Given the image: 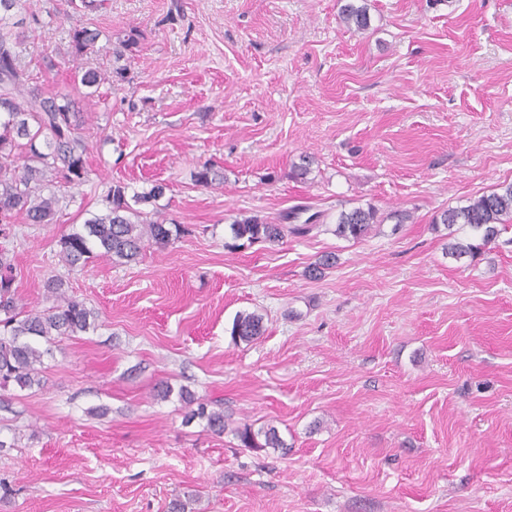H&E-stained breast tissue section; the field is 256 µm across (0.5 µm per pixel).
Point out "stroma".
<instances>
[{"mask_svg": "<svg viewBox=\"0 0 512 512\" xmlns=\"http://www.w3.org/2000/svg\"><path fill=\"white\" fill-rule=\"evenodd\" d=\"M345 2L15 9L23 63L71 92L91 151L75 202L17 221L0 252L27 307H50L58 277L99 317L53 344L41 383L0 390V512H512V226L457 259L471 228L433 224L512 182V0H368L361 32ZM76 24L98 39L75 64ZM132 30L127 81L83 99L76 68L111 69ZM206 162L223 183H196ZM119 181L165 183L159 216L189 235L70 269L61 237ZM297 205L323 228L228 249L235 219L280 224ZM358 206L377 211L369 234L334 235ZM241 312L261 316L258 339L233 338ZM183 387L228 431L185 423ZM246 423L285 449L242 447ZM341 9V20L347 28H353L357 31H364L369 26V16L365 4L356 5L354 1L364 0H347Z\"/></svg>", "mask_w": 512, "mask_h": 512, "instance_id": "35a3bbf8", "label": "stroma"}]
</instances>
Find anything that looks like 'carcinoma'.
I'll return each instance as SVG.
<instances>
[{
  "instance_id": "carcinoma-1",
  "label": "carcinoma",
  "mask_w": 512,
  "mask_h": 512,
  "mask_svg": "<svg viewBox=\"0 0 512 512\" xmlns=\"http://www.w3.org/2000/svg\"><path fill=\"white\" fill-rule=\"evenodd\" d=\"M19 0H0V234L23 216L27 224H49L57 212L60 198L45 193L54 184L76 189L87 181L88 144L80 132L75 100L61 91H50L33 78L22 63L17 47L23 32L14 30L12 10ZM341 20L348 28L364 31L369 26L367 7L348 0L341 9ZM98 33L76 25L71 29L68 55L76 62L93 51ZM127 68L116 67L111 73L88 69L80 84L92 89L106 82L126 79ZM166 185L158 182L147 192L127 196L128 185L117 182L107 194L105 212L85 220L82 230L72 231L60 240L61 257L75 267L99 255L131 262L149 242L164 246L187 233L179 224L153 219L140 209L161 197ZM321 214L314 212L302 224H269L257 216L239 219L232 224L234 238L249 244H275L286 235L304 237L320 227ZM512 222V182L502 183L489 194L469 201L461 208H450L440 215V223L452 227L469 226L482 233L481 243H455L449 247L457 256L474 257L482 246L492 242L501 228ZM377 223V212L355 207L339 214L334 233L346 239H359ZM15 277L10 260L0 253V388L15 384L26 388L42 371L44 356L59 336H78L94 327L95 314L83 303L70 299L64 283L54 279L47 292L54 305L42 311L23 312L13 288ZM263 334L262 317L240 313L233 322L232 335L251 342ZM190 418L206 421L216 433L225 429L224 413L204 404L192 411ZM245 448H279L282 440L273 427L257 430L245 424L237 429Z\"/></svg>"
}]
</instances>
